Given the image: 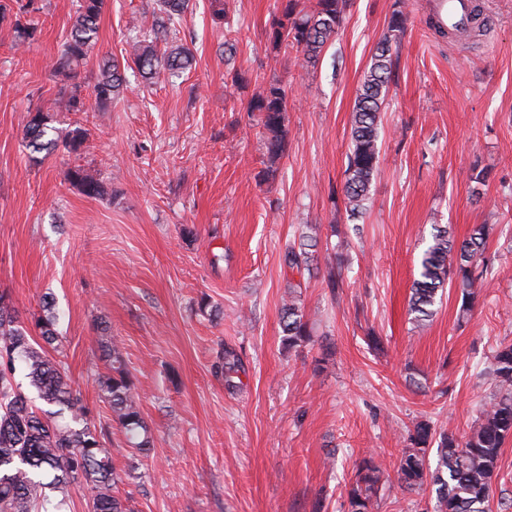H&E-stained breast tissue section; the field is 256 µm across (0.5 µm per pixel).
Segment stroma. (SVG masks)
I'll return each instance as SVG.
<instances>
[{
    "mask_svg": "<svg viewBox=\"0 0 512 512\" xmlns=\"http://www.w3.org/2000/svg\"><path fill=\"white\" fill-rule=\"evenodd\" d=\"M398 1L350 0L312 67L272 49L282 0H224L220 25L211 0H191L178 40L192 68L158 83L125 69L126 90L90 113L71 154L30 153L21 130L36 108L58 139L80 126L50 69L79 0H36V33L21 45L0 23V292L26 321L53 296L60 358L107 430L115 491L134 512H348L366 460L381 477L372 512H433L432 490L397 481L409 430L426 420L463 438L492 401L485 370L512 343V0H482L485 35L452 39L428 29L432 0H402L378 171L354 221L343 195L352 113ZM143 2L104 0L97 57H129L152 21ZM274 81L288 92V136L271 164L246 106ZM75 166L99 174L103 196L65 181ZM434 224L460 240L492 225V273L468 315L451 287L419 325L409 298ZM304 239L309 277L284 263ZM292 293L312 340L290 352L280 316ZM103 331L154 440L129 475L99 383ZM228 350L241 363L232 390L215 373Z\"/></svg>",
    "mask_w": 512,
    "mask_h": 512,
    "instance_id": "obj_1",
    "label": "stroma"
}]
</instances>
